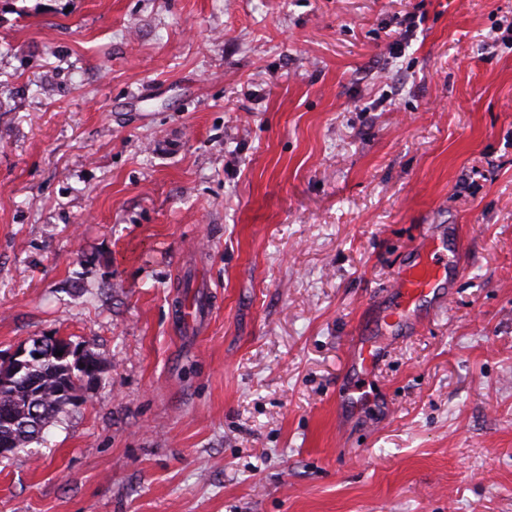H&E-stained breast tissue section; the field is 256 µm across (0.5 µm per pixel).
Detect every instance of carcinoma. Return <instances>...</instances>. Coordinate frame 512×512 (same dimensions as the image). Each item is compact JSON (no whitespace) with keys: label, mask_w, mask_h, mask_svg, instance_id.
Here are the masks:
<instances>
[{"label":"carcinoma","mask_w":512,"mask_h":512,"mask_svg":"<svg viewBox=\"0 0 512 512\" xmlns=\"http://www.w3.org/2000/svg\"><path fill=\"white\" fill-rule=\"evenodd\" d=\"M68 342L44 339L43 356L28 364L14 377L0 369V445L21 449L37 440L79 393L90 386V378L102 371V361L94 353L79 358L59 356Z\"/></svg>","instance_id":"cac0c4a2"}]
</instances>
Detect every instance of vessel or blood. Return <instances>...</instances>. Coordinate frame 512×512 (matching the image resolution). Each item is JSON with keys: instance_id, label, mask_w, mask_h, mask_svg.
I'll use <instances>...</instances> for the list:
<instances>
[{"instance_id": "b4317fda", "label": "vessel or blood", "mask_w": 512, "mask_h": 512, "mask_svg": "<svg viewBox=\"0 0 512 512\" xmlns=\"http://www.w3.org/2000/svg\"><path fill=\"white\" fill-rule=\"evenodd\" d=\"M440 253L439 242L427 240L417 260L403 269L391 286L392 303L382 314L381 325L405 324L420 306L434 298L446 273L439 260Z\"/></svg>"}]
</instances>
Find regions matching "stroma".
Here are the masks:
<instances>
[{"label":"stroma","mask_w":512,"mask_h":512,"mask_svg":"<svg viewBox=\"0 0 512 512\" xmlns=\"http://www.w3.org/2000/svg\"><path fill=\"white\" fill-rule=\"evenodd\" d=\"M48 336L103 371L0 512H512V0H0V362ZM441 244L428 239L417 260L405 267L389 287L391 305L380 318V326L398 327L405 324L415 311L433 299L446 267L439 261Z\"/></svg>","instance_id":"35a3bbf8"}]
</instances>
